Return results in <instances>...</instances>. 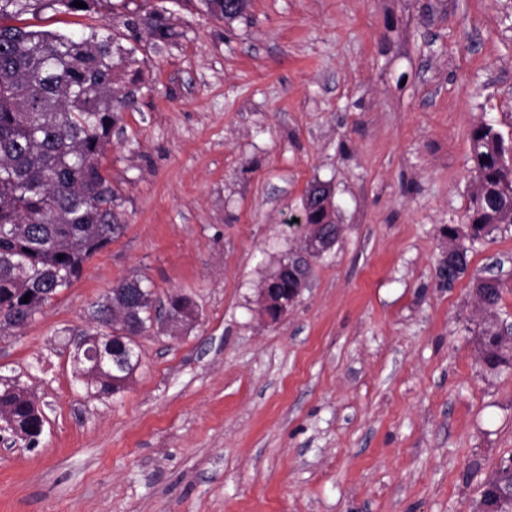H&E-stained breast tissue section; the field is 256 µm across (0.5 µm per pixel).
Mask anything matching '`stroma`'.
Wrapping results in <instances>:
<instances>
[{"label": "stroma", "mask_w": 512, "mask_h": 512, "mask_svg": "<svg viewBox=\"0 0 512 512\" xmlns=\"http://www.w3.org/2000/svg\"><path fill=\"white\" fill-rule=\"evenodd\" d=\"M156 8L176 36L134 43L103 160L125 229L0 336V377L47 418L37 447L0 441V512H475L512 456V366L480 360L473 283L500 277L512 322V224L454 285L436 268L473 129L512 137V0H251L229 23L201 0H98L33 22L121 42ZM316 182L341 234L272 321L258 290ZM130 277L196 319L154 325L125 389L92 398L68 336Z\"/></svg>", "instance_id": "stroma-1"}]
</instances>
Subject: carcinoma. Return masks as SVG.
Segmentation results:
<instances>
[{
	"instance_id": "obj_1",
	"label": "carcinoma",
	"mask_w": 512,
	"mask_h": 512,
	"mask_svg": "<svg viewBox=\"0 0 512 512\" xmlns=\"http://www.w3.org/2000/svg\"><path fill=\"white\" fill-rule=\"evenodd\" d=\"M74 0H0V334L32 321L55 294L68 287L83 264L112 243L124 225L116 212L117 193L102 160L120 112L135 103L121 81L134 64L130 51L96 30L66 34L27 23L45 9L75 15ZM209 14L231 22L250 0H202ZM128 37L149 31L155 46L175 36L164 11L125 18ZM476 179L467 208L469 240L490 237L512 224V165L508 146L488 125L471 134ZM305 224H334L332 210L304 195ZM485 293L480 337L485 366L512 365V339L497 336L501 285L474 283ZM28 302H22L23 297ZM190 299L174 296L168 313L188 321ZM156 317L149 288L125 279L92 306L97 329L80 333L84 346L71 353L75 375L91 397L117 394L140 367L136 355L120 366L97 361V337L112 335L134 344ZM35 396L17 385L0 388V421L35 445L43 431ZM512 470L498 467L482 484L478 512L492 505L512 512Z\"/></svg>"
}]
</instances>
